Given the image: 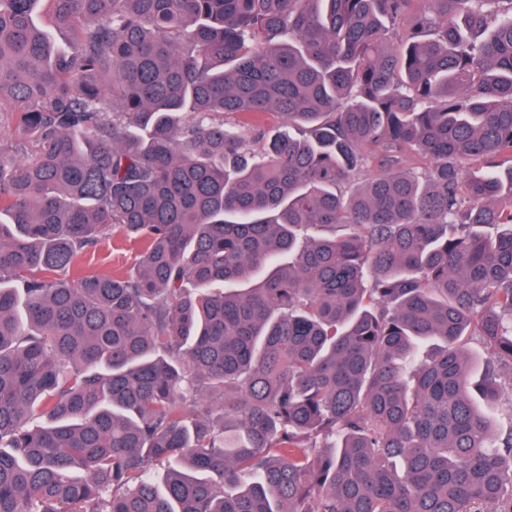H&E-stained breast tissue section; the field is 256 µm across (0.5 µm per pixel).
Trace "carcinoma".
I'll return each instance as SVG.
<instances>
[{"instance_id":"cac0c4a2","label":"carcinoma","mask_w":512,"mask_h":512,"mask_svg":"<svg viewBox=\"0 0 512 512\" xmlns=\"http://www.w3.org/2000/svg\"><path fill=\"white\" fill-rule=\"evenodd\" d=\"M5 125L0 512H512V0H0ZM143 250L139 240L129 239L121 234H111L80 258V270L85 275L111 276L113 273L130 269Z\"/></svg>"}]
</instances>
